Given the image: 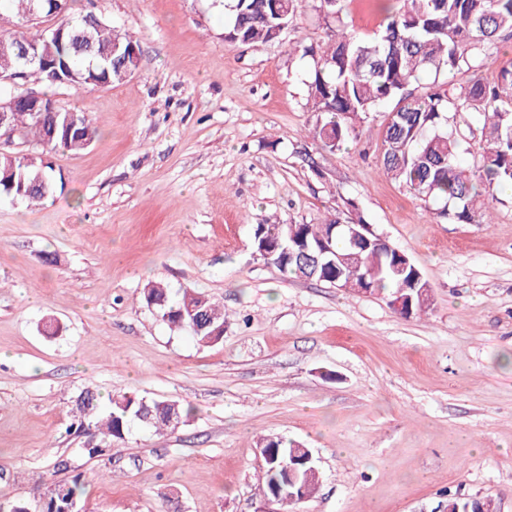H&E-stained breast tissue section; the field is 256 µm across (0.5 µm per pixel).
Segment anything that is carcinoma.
I'll list each match as a JSON object with an SVG mask.
<instances>
[{
	"instance_id": "obj_1",
	"label": "carcinoma",
	"mask_w": 512,
	"mask_h": 512,
	"mask_svg": "<svg viewBox=\"0 0 512 512\" xmlns=\"http://www.w3.org/2000/svg\"><path fill=\"white\" fill-rule=\"evenodd\" d=\"M343 0H316L315 8L335 23L325 46L306 47L312 59L307 101L318 114L314 136L334 151L359 135V128L371 113L394 103L391 121L384 129L382 172L408 187L428 203L435 219L463 224H488L498 192L512 187V66L501 68L488 82L480 68L494 63L497 41L512 34V0H397L388 10L383 27L369 38H361L348 28L342 17ZM299 0H283L284 15L270 8V0H232L225 24L230 43H268L280 38L277 29L291 23ZM33 0H0V13L26 20ZM85 14L67 10L64 21L70 35L63 40H43L14 30L0 35V48L18 40L32 39L39 53L66 62L81 73L85 86H95L109 66L101 58L78 54L76 41L84 30ZM119 41L125 47L136 43L131 36L104 24L95 31L96 45ZM470 71L468 83L455 87L448 74ZM25 77L47 86L54 85L49 71L37 64L23 68ZM432 78L430 91L415 96L411 87ZM69 113L48 112L38 119L31 112L12 113L18 134L42 149L61 147L72 153L86 149L98 131L85 112L74 113L78 127L90 133L79 141L66 135ZM471 154L476 165L469 168L461 157ZM53 168L38 156L0 153V195L30 204L39 203L54 191ZM297 235L310 243L325 241L332 248L328 267L313 272L296 259L283 257L276 266L295 278L342 276L347 288H365L371 295H384L388 302L412 296L411 314L426 312L431 303L428 282L418 278L420 270L407 254L376 244L353 240L359 226L342 224L333 217L320 224H298ZM290 232L287 224L253 225V247L261 240L283 243ZM147 306L154 308L171 329L184 331L204 346L224 336V307L201 294L183 292L174 300L167 286L151 281L143 289ZM205 312L206 323L190 324L193 311ZM150 410L144 424L157 432L172 428L170 415L180 419L189 410L169 399L147 400L131 395L111 397L101 407L98 396L90 399L89 412L77 418V428L94 429L98 443L86 448L98 455L125 440L130 422L142 408ZM264 465L261 491L273 498L290 494L307 500L314 497L320 474L309 448L280 437L260 441ZM51 502L47 509L66 512L77 507L82 493L78 478L59 482L45 490ZM499 502L458 493L448 494L447 512H498Z\"/></svg>"
}]
</instances>
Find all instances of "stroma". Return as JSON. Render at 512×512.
<instances>
[{
	"mask_svg": "<svg viewBox=\"0 0 512 512\" xmlns=\"http://www.w3.org/2000/svg\"><path fill=\"white\" fill-rule=\"evenodd\" d=\"M141 47L107 88L54 86L97 139L49 152L62 184L0 196V501L80 476V512H256L260 437L310 448L307 512H447L448 492L512 512V200L493 223L434 221L380 170L388 108L330 152L312 135L308 61L331 24L302 0L278 41L229 43L214 0H76ZM364 220L431 287L426 313L285 276L256 224ZM223 305L196 344L148 281ZM58 327L44 332L46 322ZM84 390L190 408L98 457L72 431Z\"/></svg>",
	"mask_w": 512,
	"mask_h": 512,
	"instance_id": "stroma-1",
	"label": "stroma"
}]
</instances>
